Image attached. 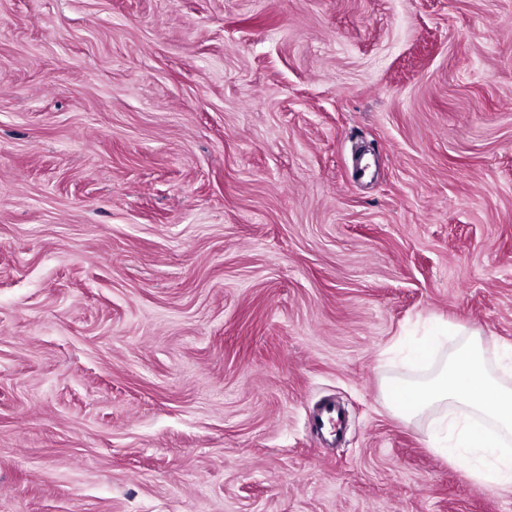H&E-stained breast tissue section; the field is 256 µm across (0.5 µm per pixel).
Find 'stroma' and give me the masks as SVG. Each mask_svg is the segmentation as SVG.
I'll use <instances>...</instances> for the list:
<instances>
[{
  "label": "stroma",
  "mask_w": 512,
  "mask_h": 512,
  "mask_svg": "<svg viewBox=\"0 0 512 512\" xmlns=\"http://www.w3.org/2000/svg\"><path fill=\"white\" fill-rule=\"evenodd\" d=\"M433 317L512 347V0H0V512H512Z\"/></svg>",
  "instance_id": "stroma-1"
}]
</instances>
